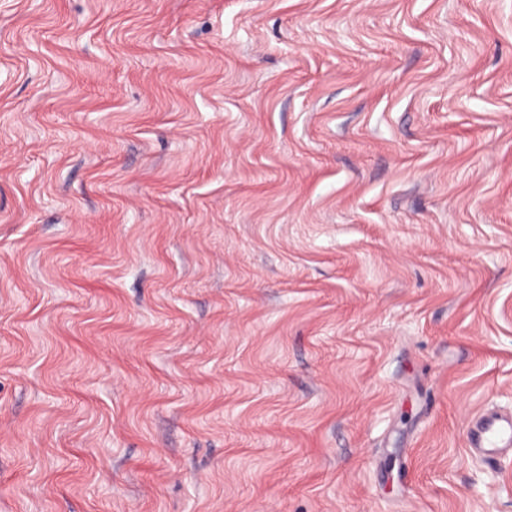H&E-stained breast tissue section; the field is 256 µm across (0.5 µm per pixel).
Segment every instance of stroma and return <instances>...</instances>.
<instances>
[{"label":"stroma","instance_id":"stroma-1","mask_svg":"<svg viewBox=\"0 0 512 512\" xmlns=\"http://www.w3.org/2000/svg\"><path fill=\"white\" fill-rule=\"evenodd\" d=\"M512 0H0V512H512ZM464 445L477 458L497 464L512 456V410H487L468 419Z\"/></svg>","mask_w":512,"mask_h":512}]
</instances>
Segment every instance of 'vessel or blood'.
Segmentation results:
<instances>
[{
  "mask_svg": "<svg viewBox=\"0 0 512 512\" xmlns=\"http://www.w3.org/2000/svg\"><path fill=\"white\" fill-rule=\"evenodd\" d=\"M464 445L477 458L498 463L512 456V410H488L468 419Z\"/></svg>",
  "mask_w": 512,
  "mask_h": 512,
  "instance_id": "1",
  "label": "vessel or blood"
}]
</instances>
